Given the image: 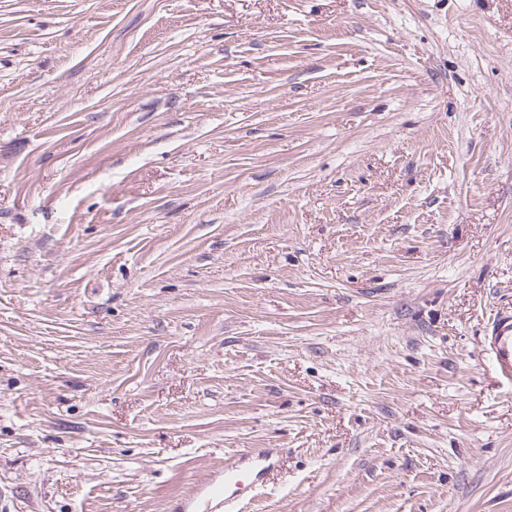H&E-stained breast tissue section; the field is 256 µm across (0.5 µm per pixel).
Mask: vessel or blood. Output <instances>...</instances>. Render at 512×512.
<instances>
[{"mask_svg":"<svg viewBox=\"0 0 512 512\" xmlns=\"http://www.w3.org/2000/svg\"><path fill=\"white\" fill-rule=\"evenodd\" d=\"M479 348L488 360L500 385L512 388V310L498 312L479 338ZM274 448H254L242 460L224 471L223 486H209L208 512H243L239 492L246 487L261 489L266 475L278 466Z\"/></svg>","mask_w":512,"mask_h":512,"instance_id":"1","label":"vessel or blood"}]
</instances>
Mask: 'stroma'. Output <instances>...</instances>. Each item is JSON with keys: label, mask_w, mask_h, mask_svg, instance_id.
Here are the masks:
<instances>
[{"label": "stroma", "mask_w": 512, "mask_h": 512, "mask_svg": "<svg viewBox=\"0 0 512 512\" xmlns=\"http://www.w3.org/2000/svg\"><path fill=\"white\" fill-rule=\"evenodd\" d=\"M512 0H0V512H512ZM479 348L498 382L512 388V310L498 312L479 337ZM279 452L275 448H252L242 460L231 468L224 469V488L210 484L206 488V511L241 512L245 504L238 493L245 487L254 488L258 494L266 475L278 466Z\"/></svg>", "instance_id": "35a3bbf8"}]
</instances>
